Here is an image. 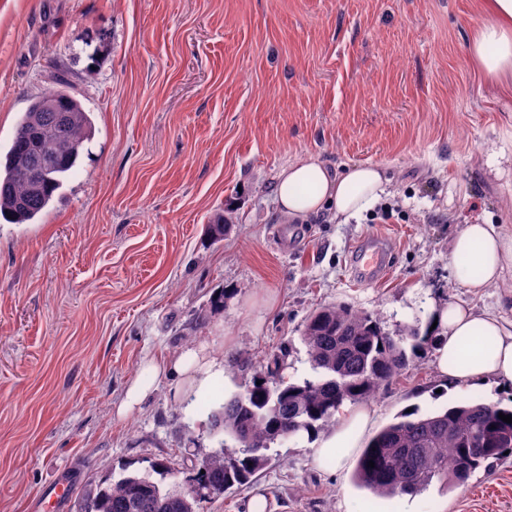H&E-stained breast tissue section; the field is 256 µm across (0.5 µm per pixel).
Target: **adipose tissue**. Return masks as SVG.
<instances>
[{
  "mask_svg": "<svg viewBox=\"0 0 512 512\" xmlns=\"http://www.w3.org/2000/svg\"><path fill=\"white\" fill-rule=\"evenodd\" d=\"M472 64L487 77L512 74V0H483V16L468 44ZM388 180L375 166L331 171L322 161L308 158L284 168L278 179L277 200L283 214L306 219L331 212L339 223L371 209L386 194ZM451 266L456 281L478 291L497 284L512 265V238L499 226L467 224L451 242ZM441 334L434 359L441 376L453 384L477 385L495 380L501 391L512 390V327L496 314H477L464 305L448 303L436 310ZM156 377L174 385L190 382L199 391L224 377V360L200 358L196 349L169 361H150ZM338 424L321 441L318 459L342 465L356 448L370 421L363 409L341 407Z\"/></svg>",
  "mask_w": 512,
  "mask_h": 512,
  "instance_id": "adipose-tissue-1",
  "label": "adipose tissue"
}]
</instances>
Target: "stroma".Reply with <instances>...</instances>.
Instances as JSON below:
<instances>
[{
  "label": "stroma",
  "mask_w": 512,
  "mask_h": 512,
  "mask_svg": "<svg viewBox=\"0 0 512 512\" xmlns=\"http://www.w3.org/2000/svg\"><path fill=\"white\" fill-rule=\"evenodd\" d=\"M480 11V0H0V145L60 77L94 127L41 221L0 224V512H44L56 477L74 499L89 481L221 446L188 385L152 379V397L117 415L146 359L204 348L225 359L230 397L283 349L287 375L311 376L300 335L325 305L371 312L389 333L458 302L512 321V266L475 293L449 257L466 224L512 236V84H488L470 61ZM310 157L339 172L380 166L388 193L344 224L288 220L278 173ZM225 210L233 223L216 242L206 226ZM366 234L394 255L361 284L347 257ZM497 392L449 385L427 352L367 402L363 436L407 409L494 405ZM314 453L309 440L271 443L255 483L204 512H248L255 496L271 512H512L510 455L463 488L384 499L355 484L356 455L338 467Z\"/></svg>",
  "instance_id": "35a3bbf8"
}]
</instances>
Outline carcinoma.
Wrapping results in <instances>:
<instances>
[{"mask_svg":"<svg viewBox=\"0 0 512 512\" xmlns=\"http://www.w3.org/2000/svg\"><path fill=\"white\" fill-rule=\"evenodd\" d=\"M93 123L82 103L60 86L35 96L19 117L6 152H0V217L10 224H35L48 210L78 163ZM427 327L390 334L376 316L345 305L311 314L301 340L314 377L288 379L277 356L244 392L224 399L220 387L190 396L209 411L212 431L230 437L235 456L219 449L196 460L190 488L166 489L162 480L180 469L166 458L142 474L88 483L79 512H202L206 499L251 482L268 463L270 444L332 425L346 402H368L410 359L435 347L439 334ZM512 409L463 400L429 414L401 412L362 448L355 483L379 498L415 495L435 480L464 487L474 472L512 452V423L499 414ZM374 467H369V462ZM160 476L156 480L153 475Z\"/></svg>","mask_w":512,"mask_h":512,"instance_id":"obj_1","label":"carcinoma"}]
</instances>
